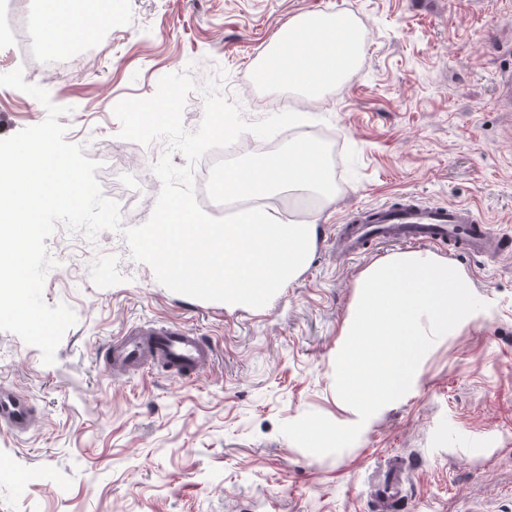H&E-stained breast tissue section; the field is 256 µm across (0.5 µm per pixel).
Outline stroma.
I'll use <instances>...</instances> for the list:
<instances>
[{
	"instance_id": "35a3bbf8",
	"label": "stroma",
	"mask_w": 512,
	"mask_h": 512,
	"mask_svg": "<svg viewBox=\"0 0 512 512\" xmlns=\"http://www.w3.org/2000/svg\"><path fill=\"white\" fill-rule=\"evenodd\" d=\"M112 23L77 40L49 70L25 72L68 107L59 122L88 158L117 155L128 189L161 182L165 140L120 138L114 106L155 94L159 79L190 71L220 77V93L252 122L288 109L305 124L279 132L327 142L336 192H279L283 220L316 218L307 266L261 308L172 292L135 261L121 230L95 241L58 228L46 240L56 265L43 298L77 322L53 364L0 331V383L29 399L28 434L0 428V512H373L368 481L394 455L411 468L398 512H512V250L493 258L431 251L464 271L486 319L438 339L408 395L364 425L343 451L311 454L278 426L317 412L357 421L338 396L340 327L358 272L410 240L384 241L342 258L338 226L352 212L416 196L473 205L512 240V111L501 103L512 73V0H112ZM337 12L361 28L355 71L316 99L263 87L255 73L292 18ZM44 106L0 87V138L41 123ZM174 322L207 339L214 358L186 381L162 371L115 377L102 356L127 328ZM25 481H17V474Z\"/></svg>"
}]
</instances>
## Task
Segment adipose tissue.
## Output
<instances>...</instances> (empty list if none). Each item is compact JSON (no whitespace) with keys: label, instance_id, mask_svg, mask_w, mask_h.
Here are the masks:
<instances>
[{"label":"adipose tissue","instance_id":"1","mask_svg":"<svg viewBox=\"0 0 512 512\" xmlns=\"http://www.w3.org/2000/svg\"><path fill=\"white\" fill-rule=\"evenodd\" d=\"M47 16L60 44L78 32L99 31L111 22V8L95 0H47ZM361 34L351 18L305 15L289 20L275 36L262 69L270 85L289 83L316 94L347 77L360 54Z\"/></svg>","mask_w":512,"mask_h":512}]
</instances>
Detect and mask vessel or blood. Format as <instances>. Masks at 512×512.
<instances>
[{
  "label": "vessel or blood",
  "instance_id": "1",
  "mask_svg": "<svg viewBox=\"0 0 512 512\" xmlns=\"http://www.w3.org/2000/svg\"><path fill=\"white\" fill-rule=\"evenodd\" d=\"M413 239L483 257L500 254V239L487 225L477 223L466 205H427L407 198L399 208L358 209L340 227V254L359 255L375 240ZM212 348L197 333L178 326L142 323L113 341L107 370L129 376L157 365L190 380L208 365ZM0 427L23 435L34 429L35 419L27 397L19 390L0 385ZM407 465L403 459L388 462L382 475L371 483L374 512H397L406 498Z\"/></svg>",
  "mask_w": 512,
  "mask_h": 512
}]
</instances>
